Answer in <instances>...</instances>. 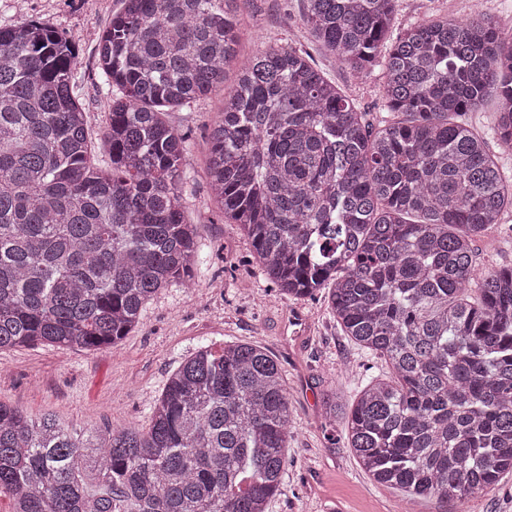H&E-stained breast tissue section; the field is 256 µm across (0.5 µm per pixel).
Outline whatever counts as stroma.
<instances>
[{
	"instance_id": "1",
	"label": "stroma",
	"mask_w": 512,
	"mask_h": 512,
	"mask_svg": "<svg viewBox=\"0 0 512 512\" xmlns=\"http://www.w3.org/2000/svg\"><path fill=\"white\" fill-rule=\"evenodd\" d=\"M305 6V0H251L244 11L240 58L293 42L365 112L373 127L383 126L392 114L382 98L381 70L360 78L338 63L312 36L304 21ZM122 7V0H0V26L36 20L79 37L73 81L95 141L106 131L112 93L102 77L97 48L84 35L106 29ZM446 15L467 18L469 0H398L393 30L399 33L412 22ZM223 100L219 88L193 107L167 114L187 137L183 190L187 219L198 226L202 257L190 283L166 288L112 348L37 343L0 351V402L33 415L49 411L82 427H144L173 372L202 343H252L277 358L290 394L288 462L282 491L269 512H512V472L461 505L411 500L364 473L350 450L338 443L343 427L325 430L326 393L336 390L354 399L368 382L387 376L388 368L344 336L325 293L295 299L270 289L250 242L212 200L205 169L208 130ZM496 108V98H488L466 120L512 174V151L501 148L494 133ZM475 254L485 270L512 266V213L476 241Z\"/></svg>"
}]
</instances>
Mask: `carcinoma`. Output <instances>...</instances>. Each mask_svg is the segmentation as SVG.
<instances>
[{
	"label": "carcinoma",
	"instance_id": "cac0c4a2",
	"mask_svg": "<svg viewBox=\"0 0 512 512\" xmlns=\"http://www.w3.org/2000/svg\"><path fill=\"white\" fill-rule=\"evenodd\" d=\"M96 34L112 87L92 164L73 83L78 39L0 27V349L110 348L197 263L185 137L166 110L224 85L249 0H123ZM314 36L363 76L380 66L399 119L375 130L301 48L241 63L209 132L224 218L282 295L328 289L341 331L387 363L325 420L377 484L462 504L512 471V267L473 243L512 209V178L464 120L494 96L512 147V31L492 17L419 20L397 0H306ZM289 398L274 355L202 345L148 430L69 428L0 403V493L12 512H268L281 492Z\"/></svg>",
	"mask_w": 512,
	"mask_h": 512
}]
</instances>
